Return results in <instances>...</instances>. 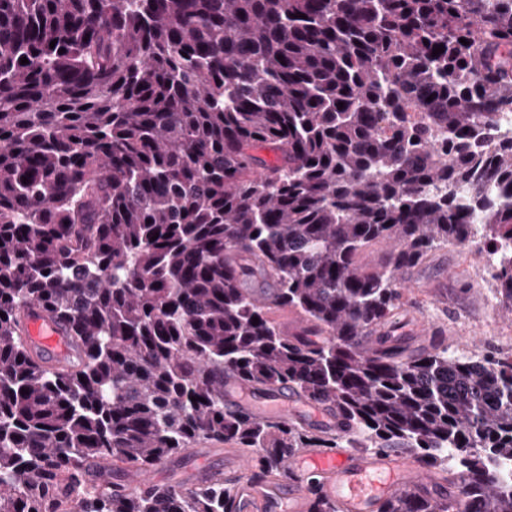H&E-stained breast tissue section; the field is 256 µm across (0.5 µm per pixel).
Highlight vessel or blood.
<instances>
[{"instance_id": "obj_1", "label": "vessel or blood", "mask_w": 512, "mask_h": 512, "mask_svg": "<svg viewBox=\"0 0 512 512\" xmlns=\"http://www.w3.org/2000/svg\"><path fill=\"white\" fill-rule=\"evenodd\" d=\"M20 333L34 347L55 353L65 348L63 329L40 307L21 315ZM227 408L261 417L316 422L329 430H340L343 420L328 405L298 401L278 391L272 396L254 393L233 374L224 376ZM294 481L274 478L239 484L237 512H308L299 484L317 477L324 496L336 502L340 512H378L381 504L398 491L415 488L450 499L455 490L423 473L413 459L398 451L358 454L344 448L306 452L290 459Z\"/></svg>"}]
</instances>
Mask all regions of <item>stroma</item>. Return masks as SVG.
Here are the masks:
<instances>
[{
    "label": "stroma",
    "mask_w": 512,
    "mask_h": 512,
    "mask_svg": "<svg viewBox=\"0 0 512 512\" xmlns=\"http://www.w3.org/2000/svg\"><path fill=\"white\" fill-rule=\"evenodd\" d=\"M392 335L407 345H440L458 354L499 355L512 352V313L501 310L485 275L468 246L443 245L422 266L404 275ZM423 322L428 335L417 337L413 326ZM224 444L204 441L179 454L176 461L153 467L154 481L188 485L190 473L224 467Z\"/></svg>",
    "instance_id": "stroma-1"
}]
</instances>
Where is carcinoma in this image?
I'll return each instance as SVG.
<instances>
[{
    "mask_svg": "<svg viewBox=\"0 0 512 512\" xmlns=\"http://www.w3.org/2000/svg\"><path fill=\"white\" fill-rule=\"evenodd\" d=\"M506 107L512 0H0V512H233L217 472L112 485L200 440L259 479L306 448L451 453L457 497L380 512H512V355L362 346L441 244L480 242L512 312ZM32 305L63 356L20 335ZM226 370L349 429L229 411ZM270 316L286 333L288 330V337H296L304 330V324H302L298 316L288 308H272ZM296 329L299 331L292 333V331Z\"/></svg>",
    "mask_w": 512,
    "mask_h": 512,
    "instance_id": "1",
    "label": "carcinoma"
}]
</instances>
